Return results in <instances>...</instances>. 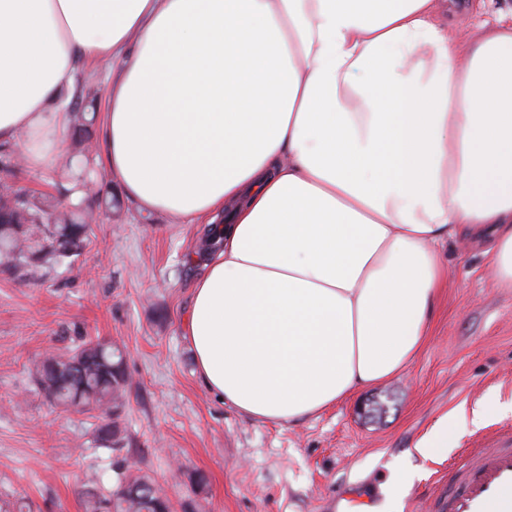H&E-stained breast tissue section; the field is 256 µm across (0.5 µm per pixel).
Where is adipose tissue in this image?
<instances>
[{"label":"adipose tissue","mask_w":512,"mask_h":512,"mask_svg":"<svg viewBox=\"0 0 512 512\" xmlns=\"http://www.w3.org/2000/svg\"><path fill=\"white\" fill-rule=\"evenodd\" d=\"M438 0H0V144L54 169L80 64L103 66L106 171L193 224L232 205L183 321L197 376L295 425L425 347L443 247L512 288V5L477 36ZM504 411L442 418L435 460Z\"/></svg>","instance_id":"obj_1"}]
</instances>
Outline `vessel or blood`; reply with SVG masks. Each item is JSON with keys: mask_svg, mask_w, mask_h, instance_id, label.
<instances>
[{"mask_svg": "<svg viewBox=\"0 0 512 512\" xmlns=\"http://www.w3.org/2000/svg\"><path fill=\"white\" fill-rule=\"evenodd\" d=\"M467 464L449 474L443 512H512V446L470 448Z\"/></svg>", "mask_w": 512, "mask_h": 512, "instance_id": "b4317fda", "label": "vessel or blood"}]
</instances>
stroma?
I'll return each instance as SVG.
<instances>
[{"label": "stroma", "mask_w": 512, "mask_h": 512, "mask_svg": "<svg viewBox=\"0 0 512 512\" xmlns=\"http://www.w3.org/2000/svg\"><path fill=\"white\" fill-rule=\"evenodd\" d=\"M18 149L0 145V167L36 193L60 195V169L34 173ZM101 214L83 256L69 269L20 276L0 268V505L32 512H83L82 489L111 490L118 472L139 469L167 492L177 512H323L329 496L393 465L456 408L495 397L506 411L469 428L457 448L512 431V290L484 278L488 258L449 243L448 284L423 351L400 377L357 391L294 426L248 419L199 381L183 320L193 284L198 224H175L140 208L102 176ZM90 337L125 352L129 381L117 445L97 442L98 412H65L39 392L30 370L50 347L67 351ZM421 477L409 494L428 512L448 462L413 458ZM203 474L206 484L191 479Z\"/></svg>", "instance_id": "35a3bbf8"}]
</instances>
